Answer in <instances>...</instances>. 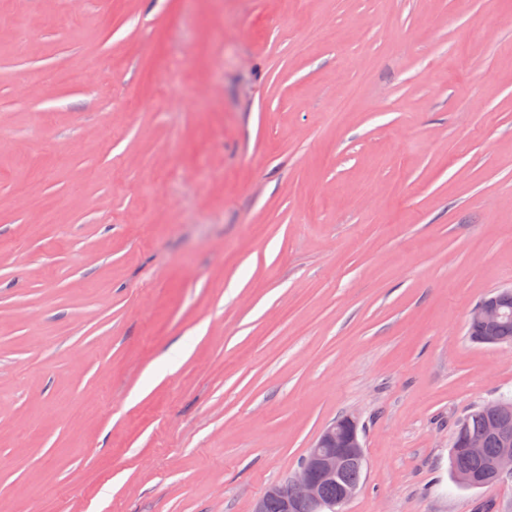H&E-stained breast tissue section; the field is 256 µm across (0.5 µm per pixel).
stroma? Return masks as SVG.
I'll list each match as a JSON object with an SVG mask.
<instances>
[{
  "label": "stroma",
  "instance_id": "1",
  "mask_svg": "<svg viewBox=\"0 0 512 512\" xmlns=\"http://www.w3.org/2000/svg\"><path fill=\"white\" fill-rule=\"evenodd\" d=\"M510 286L512 0H0V512H253L345 415L344 512H512ZM509 298L510 293L505 291L499 295H489L473 307L469 316V322H471L473 326L479 328L478 335L482 336V340L484 342L478 338L479 336L472 335L474 332L469 326L468 335L473 341L483 344H499L503 343L502 340L508 342L512 341L511 304L505 309L506 313L503 317L504 308L506 307ZM499 324L500 328L496 333L497 337L492 336ZM510 403H512L511 400L483 406L456 425L451 453V469L456 482L461 486L474 488V486L466 484L478 486L500 479L504 475H512V406L509 405ZM491 405H497L498 410L495 414L490 415L487 431L489 434L497 436L501 442L502 448L498 454L499 443L496 438L486 433L485 428L489 414L484 409L493 407ZM466 437H471L464 444L471 456L463 448V441ZM478 437L485 439V451L482 458H477L481 456L483 448V441ZM490 457L492 458L486 462L482 474H472L480 471L485 465V459ZM461 471L470 472L459 475V479L466 484L459 482L457 479V474Z\"/></svg>",
  "mask_w": 512,
  "mask_h": 512
}]
</instances>
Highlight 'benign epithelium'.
<instances>
[{
  "instance_id": "7a95c632",
  "label": "benign epithelium",
  "mask_w": 512,
  "mask_h": 512,
  "mask_svg": "<svg viewBox=\"0 0 512 512\" xmlns=\"http://www.w3.org/2000/svg\"><path fill=\"white\" fill-rule=\"evenodd\" d=\"M512 294L505 291L489 295L475 305L469 322L479 328L482 340L499 344L501 339L494 336L504 314V308ZM488 433L499 438L500 452L486 462L481 474L462 473L459 479L471 485H482L489 481L512 475V406L500 404L497 412L490 416ZM351 464L365 465L363 443L359 434L358 421L345 416L328 424L310 448L309 459L300 465L290 479V484H272L264 496L255 504L254 512H265L267 502L277 500L281 512H305L309 506L314 512H343V506L356 494L359 484L349 483L342 487L334 500L323 497L324 482L339 479ZM300 490L297 497L288 496V486Z\"/></svg>"
}]
</instances>
